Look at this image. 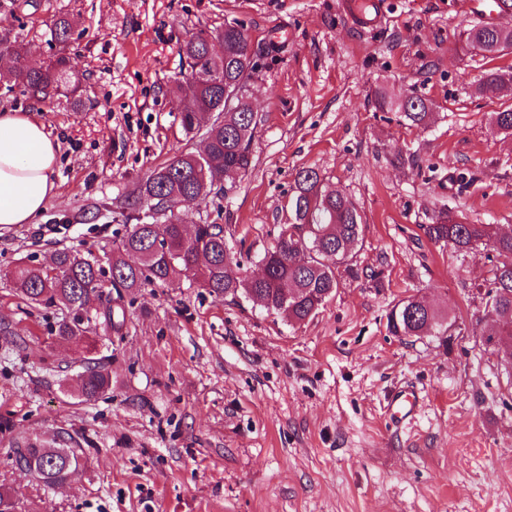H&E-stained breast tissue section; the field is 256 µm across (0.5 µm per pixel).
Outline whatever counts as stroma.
I'll return each instance as SVG.
<instances>
[{"mask_svg":"<svg viewBox=\"0 0 512 512\" xmlns=\"http://www.w3.org/2000/svg\"><path fill=\"white\" fill-rule=\"evenodd\" d=\"M389 2L386 22L362 31L341 0H0V30L29 63L57 52L53 23L69 19L82 100L0 90L1 108L39 112L61 146L56 195L33 223L0 230V326L17 330L0 335V485L37 512H512V380L485 344L495 253L421 230L443 206L512 226V137L489 124L512 95L477 89L512 53L490 61L460 38L479 22L512 28V7ZM234 18L262 55L247 93L253 167L176 216L262 253L297 171L313 167L359 210V276L302 323L186 280L144 285L122 332L98 327L112 388L85 400L84 346L51 335L60 309L27 305L12 273L63 247L107 262L125 233L117 203L175 150L201 147L171 92L188 74L180 45ZM381 91L422 98L432 120L403 125L379 109ZM411 296L453 316L447 341L389 333ZM402 389L421 406L398 425L385 405ZM57 440L84 466L48 488L14 451Z\"/></svg>","mask_w":512,"mask_h":512,"instance_id":"1","label":"stroma"}]
</instances>
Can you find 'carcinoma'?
<instances>
[{
	"mask_svg": "<svg viewBox=\"0 0 512 512\" xmlns=\"http://www.w3.org/2000/svg\"><path fill=\"white\" fill-rule=\"evenodd\" d=\"M235 26L212 38L224 42V56L200 35L184 41L180 54L190 74L172 87L174 94L188 100L180 115L185 134L204 133L205 149L175 151L140 184L137 196L127 198L128 210L143 208L156 214L177 207L181 200L204 201L222 190L224 173H246L252 166L251 140L257 115L241 94L224 113V122L214 120L201 131L206 111L220 109L224 89H247L260 68V55L248 47V29L238 19ZM71 23L59 18L53 24L52 39L66 44ZM467 51L495 59L512 50V29L491 30L478 23L463 31ZM26 45L11 32L0 31V87L24 89L30 99L40 103L61 88L75 95L79 78L71 71L64 50L45 65L25 69L20 65ZM485 90L512 89V74L507 69L486 72L480 79ZM380 108H396L411 126H424L431 117L423 99L404 95L389 100L378 98ZM492 128L512 136V106L491 115ZM288 237H277L271 250L259 260L265 275L261 278L242 273L243 260L231 250L222 224H195L193 233L184 237L185 225L146 224L140 216L126 225V233L112 249V260L104 268L77 250L55 252L44 264H21L13 272L16 288L31 305L59 306L67 315L59 318L51 334L61 342L86 345L89 357L80 375V392L92 400L112 388V371L96 357V339L92 337L98 314L88 309L90 297L110 284L118 298L131 295L147 283L168 284L185 278L198 283L210 294L233 298L242 295L265 309L282 314L290 322H303L315 316L340 286L343 275H356L351 250L362 233L361 216L345 191L325 183L311 167L299 170L288 199ZM425 236L457 251L480 245L496 253L492 276L484 290L485 308L503 339L500 364L512 369V229L504 232L497 224H472L465 217L440 210L433 222L421 225ZM106 326L119 330L125 322L122 306L106 307ZM452 323L448 314L418 297L399 301L387 316V328L396 336H422L448 333ZM26 469L36 468L33 476L46 487L54 486L58 476L80 462L74 448L32 446L26 449Z\"/></svg>",
	"mask_w": 512,
	"mask_h": 512,
	"instance_id": "obj_1",
	"label": "carcinoma"
}]
</instances>
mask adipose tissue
Returning a JSON list of instances; mask_svg holds the SVG:
<instances>
[{
    "mask_svg": "<svg viewBox=\"0 0 512 512\" xmlns=\"http://www.w3.org/2000/svg\"><path fill=\"white\" fill-rule=\"evenodd\" d=\"M58 143L33 112H0V229L29 224L57 191Z\"/></svg>",
    "mask_w": 512,
    "mask_h": 512,
    "instance_id": "ef3b65f1",
    "label": "adipose tissue"
}]
</instances>
